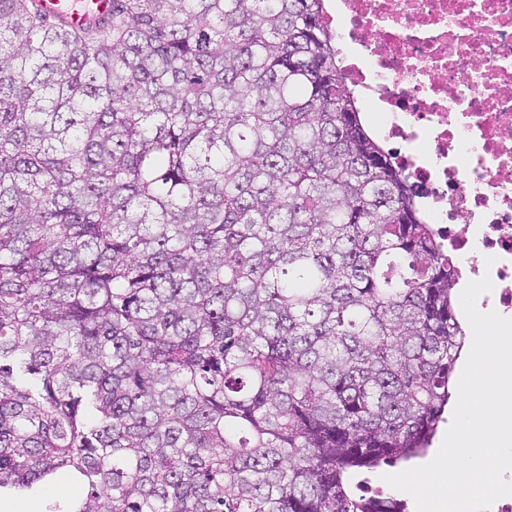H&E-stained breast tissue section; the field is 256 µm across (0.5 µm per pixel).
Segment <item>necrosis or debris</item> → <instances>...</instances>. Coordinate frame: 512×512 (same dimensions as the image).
<instances>
[{"label":"necrosis or debris","instance_id":"4bbe7bcc","mask_svg":"<svg viewBox=\"0 0 512 512\" xmlns=\"http://www.w3.org/2000/svg\"><path fill=\"white\" fill-rule=\"evenodd\" d=\"M330 32L421 215L512 317V0H336Z\"/></svg>","mask_w":512,"mask_h":512}]
</instances>
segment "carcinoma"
Returning a JSON list of instances; mask_svg holds the SVG:
<instances>
[{
  "mask_svg": "<svg viewBox=\"0 0 512 512\" xmlns=\"http://www.w3.org/2000/svg\"><path fill=\"white\" fill-rule=\"evenodd\" d=\"M458 278L324 0H0V495L406 512L353 477L445 421ZM69 0H42V8L49 16L64 15L72 24L79 25L85 22L86 16L79 12H72Z\"/></svg>",
  "mask_w": 512,
  "mask_h": 512,
  "instance_id": "obj_1",
  "label": "carcinoma"
}]
</instances>
